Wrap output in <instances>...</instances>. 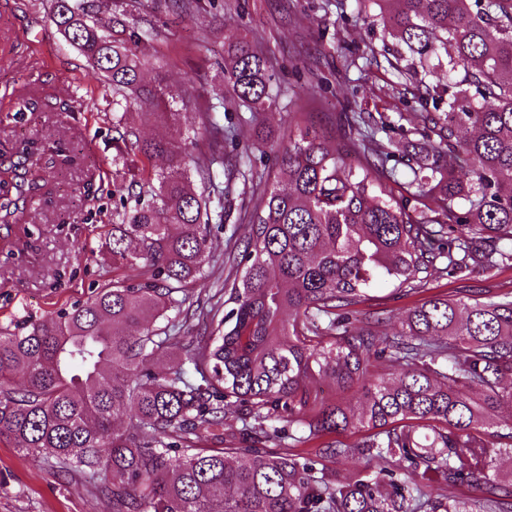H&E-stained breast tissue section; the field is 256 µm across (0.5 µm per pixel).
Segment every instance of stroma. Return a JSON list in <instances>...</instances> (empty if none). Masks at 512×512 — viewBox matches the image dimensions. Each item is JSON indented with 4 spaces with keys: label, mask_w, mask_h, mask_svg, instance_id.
<instances>
[{
    "label": "stroma",
    "mask_w": 512,
    "mask_h": 512,
    "mask_svg": "<svg viewBox=\"0 0 512 512\" xmlns=\"http://www.w3.org/2000/svg\"><path fill=\"white\" fill-rule=\"evenodd\" d=\"M123 2L149 15L160 31L144 54L162 60L170 97L180 99L186 86L195 88L177 125L139 123L142 137L190 128L197 112L224 94L225 43L245 38L268 59L275 84L262 121L238 124L239 142L253 141L262 126L286 134L296 112L338 137L347 129L346 112H369L385 123L398 159L386 186L394 196L404 194L410 164L428 151L427 141L412 132L422 110L418 98L424 86L446 83L448 72L439 68L420 79L399 78L394 58L382 50L381 28L366 30L355 0H213L212 9L183 20L155 9V0ZM49 8L50 0H0V146L28 140L76 151L73 163L55 171L59 189L51 204L33 205L12 230L0 226V237L11 236L15 243L13 251L0 249V325L82 302L111 279L98 245L112 228L113 182L117 173L141 165L113 145L112 99L103 88L88 86L85 61L50 22ZM45 95L56 111H22L23 100ZM252 162L263 169V179L229 182L231 218L213 234L208 277L193 293L197 303L214 302L230 269L228 254L245 236L244 215L259 187L275 180L273 152L253 153ZM508 290L512 265L476 276H438L428 293L466 301ZM425 294L399 296L381 283L363 309L381 317L380 333L390 334ZM111 481L105 471L86 481L61 472L51 454L33 457L0 443V512H112L111 500L97 493Z\"/></svg>",
    "instance_id": "stroma-1"
}]
</instances>
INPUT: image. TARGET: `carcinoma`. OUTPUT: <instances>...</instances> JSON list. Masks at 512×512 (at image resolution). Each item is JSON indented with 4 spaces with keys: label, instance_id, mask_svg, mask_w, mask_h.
Here are the masks:
<instances>
[{
    "label": "carcinoma",
    "instance_id": "1",
    "mask_svg": "<svg viewBox=\"0 0 512 512\" xmlns=\"http://www.w3.org/2000/svg\"><path fill=\"white\" fill-rule=\"evenodd\" d=\"M400 47L402 76L432 59L452 79L425 87L434 111L415 132L430 158L407 189L435 194L409 209L384 183L393 151L347 117L331 139L305 120L274 148L280 179L245 213L248 235L232 255L234 278L220 298L190 310L211 260L213 224L229 217L215 194L259 139L224 163L226 99L198 113L187 154L175 140L145 139L128 121L176 120L164 112L163 79L146 83L142 49L152 21L112 0H51L50 20L89 63L86 77L112 94V142L126 155L168 166L114 185L123 209L100 253L117 275L83 302L0 326V440L92 479L112 474V512H512V479L494 446L500 406L512 403V294L463 303L434 295L380 335L381 318L360 315L371 285L402 295L438 274L468 276L512 261V0H373ZM184 19L201 0H158ZM108 15L109 24L97 14ZM263 56L241 40L224 57V92L253 111L272 101ZM48 194L40 158L0 159V224L9 229ZM202 331L180 335L182 319ZM138 327L132 333L129 328ZM162 357L179 361L161 373ZM387 364L389 376L376 374ZM353 389V404L322 402L312 380ZM237 415L241 443L198 444ZM365 430L352 447L329 434ZM290 440L291 450L265 451ZM366 461L352 476L329 463ZM476 487L464 500L424 487Z\"/></svg>",
    "mask_w": 512,
    "mask_h": 512
}]
</instances>
